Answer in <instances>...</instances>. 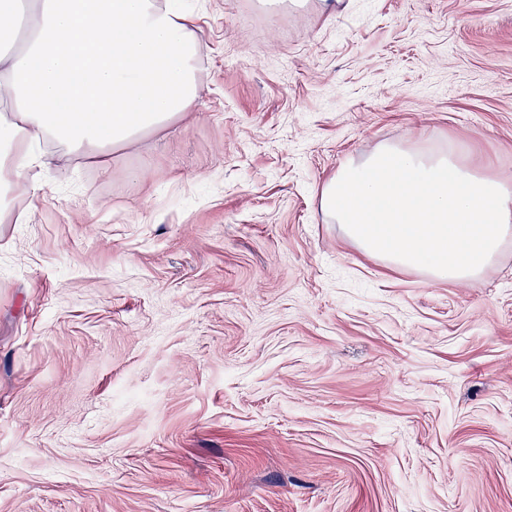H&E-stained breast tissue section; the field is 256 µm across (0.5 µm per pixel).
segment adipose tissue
<instances>
[{"label":"adipose tissue","instance_id":"1","mask_svg":"<svg viewBox=\"0 0 512 512\" xmlns=\"http://www.w3.org/2000/svg\"><path fill=\"white\" fill-rule=\"evenodd\" d=\"M190 14L174 0H0V213L56 144L99 156L188 112L200 91ZM321 211L368 255L465 281L512 239V182L448 146L380 143L341 164Z\"/></svg>","mask_w":512,"mask_h":512}]
</instances>
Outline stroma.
<instances>
[{
	"mask_svg": "<svg viewBox=\"0 0 512 512\" xmlns=\"http://www.w3.org/2000/svg\"><path fill=\"white\" fill-rule=\"evenodd\" d=\"M190 112L0 215V512H512V242L436 281L320 192L380 142L512 180V0H185Z\"/></svg>",
	"mask_w": 512,
	"mask_h": 512,
	"instance_id": "1",
	"label": "stroma"
}]
</instances>
